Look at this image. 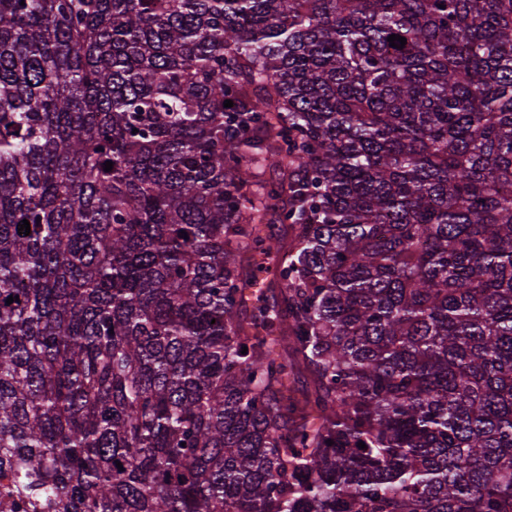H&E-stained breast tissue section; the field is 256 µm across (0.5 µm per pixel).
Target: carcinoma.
Instances as JSON below:
<instances>
[{
  "mask_svg": "<svg viewBox=\"0 0 512 512\" xmlns=\"http://www.w3.org/2000/svg\"><path fill=\"white\" fill-rule=\"evenodd\" d=\"M0 476L512 512V0H0Z\"/></svg>",
  "mask_w": 512,
  "mask_h": 512,
  "instance_id": "carcinoma-1",
  "label": "carcinoma"
}]
</instances>
